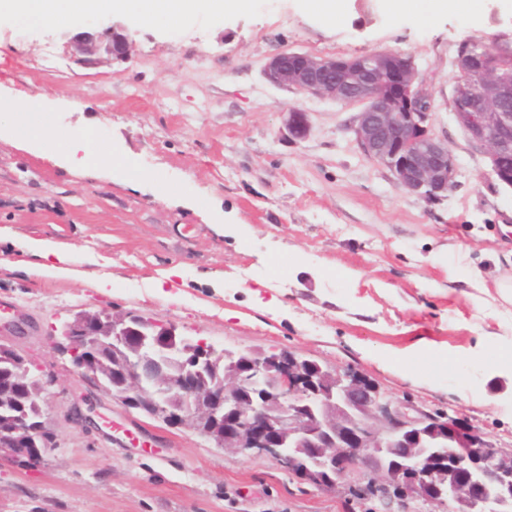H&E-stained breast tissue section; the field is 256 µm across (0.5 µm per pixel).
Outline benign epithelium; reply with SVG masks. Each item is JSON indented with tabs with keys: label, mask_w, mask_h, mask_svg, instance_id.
Segmentation results:
<instances>
[{
	"label": "benign epithelium",
	"mask_w": 512,
	"mask_h": 512,
	"mask_svg": "<svg viewBox=\"0 0 512 512\" xmlns=\"http://www.w3.org/2000/svg\"><path fill=\"white\" fill-rule=\"evenodd\" d=\"M93 64L105 54L127 58V27L84 31L70 40ZM459 77L448 107L468 140L486 151L492 175L512 187V81L487 88L488 75L476 57L454 59ZM278 88L313 97L361 103L352 131L360 150L389 169L397 185L426 200L454 187L457 168L448 146L428 124L433 97L414 60L372 51L350 58L275 54L263 69ZM288 134L303 139L307 113L288 110ZM65 349L95 388L126 406L150 405L167 425L200 427L215 444L240 453L269 456L279 466L323 487L356 473L370 483L384 474L400 482L390 512H404L406 497L436 502L448 512H512V452L485 437L444 421L415 414L385 398L378 388L363 398L349 371L301 362L281 350L217 352L153 318L86 312L63 326ZM224 371L208 383L211 358ZM0 357L29 373L24 358L0 345ZM40 428L22 417L0 416V453L16 457L26 447L38 458ZM467 448L447 456L448 443Z\"/></svg>",
	"instance_id": "7a95c632"
}]
</instances>
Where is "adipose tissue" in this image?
<instances>
[{
    "label": "adipose tissue",
    "mask_w": 512,
    "mask_h": 512,
    "mask_svg": "<svg viewBox=\"0 0 512 512\" xmlns=\"http://www.w3.org/2000/svg\"><path fill=\"white\" fill-rule=\"evenodd\" d=\"M251 6L252 0H0V14L22 16L41 26L73 25L91 14H123L135 31L157 20L187 22L203 14L246 11ZM11 112V106L0 105V124L9 126L13 135L26 143L52 144L57 157L71 167L119 169L132 183L144 177L131 160L94 145L86 130H61L17 122Z\"/></svg>",
    "instance_id": "obj_1"
}]
</instances>
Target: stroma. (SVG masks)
<instances>
[{
    "mask_svg": "<svg viewBox=\"0 0 512 512\" xmlns=\"http://www.w3.org/2000/svg\"><path fill=\"white\" fill-rule=\"evenodd\" d=\"M112 22L0 16V102L34 124L89 130L148 175L133 187L108 169L73 170L0 130V342L42 378L53 434L39 468L0 459V512H382L353 476L316 486L97 390L51 339L83 311L150 316L219 351L286 350L350 369L512 448V303L496 288L512 274V188L448 108L457 45L494 47L512 34V12L500 0L472 13L345 0L330 22L304 0H254L244 14L145 26L126 61H77L76 30ZM286 50L412 56L455 187L434 201L398 187L355 142L359 105L267 83L265 63ZM293 106L310 120L299 141L284 126ZM29 239L69 252L73 275L35 271ZM173 266L182 275L169 299L156 297ZM100 277L109 288L95 287ZM75 405L96 428L69 422Z\"/></svg>",
    "mask_w": 512,
    "mask_h": 512,
    "instance_id": "stroma-1",
    "label": "stroma"
}]
</instances>
